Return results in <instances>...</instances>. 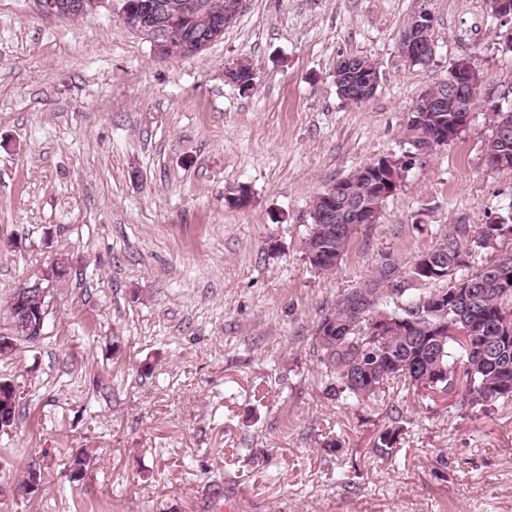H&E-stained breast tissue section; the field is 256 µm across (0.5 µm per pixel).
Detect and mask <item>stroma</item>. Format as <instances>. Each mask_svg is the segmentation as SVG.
Returning <instances> with one entry per match:
<instances>
[{
    "instance_id": "stroma-1",
    "label": "stroma",
    "mask_w": 512,
    "mask_h": 512,
    "mask_svg": "<svg viewBox=\"0 0 512 512\" xmlns=\"http://www.w3.org/2000/svg\"><path fill=\"white\" fill-rule=\"evenodd\" d=\"M422 11L435 48L414 65L398 42ZM511 27L486 0H245L223 40L161 60L106 9L0 0V334L13 290L72 260L43 337L0 356L18 409L0 512H512L511 404L337 401L312 354L320 317L384 259L408 268L449 226L512 213V169L484 163ZM349 55L381 74L356 105L333 77ZM239 58L247 91L224 79ZM461 59L482 78L471 120L413 155L410 113ZM383 157L405 161L398 187L334 272L311 268L312 199Z\"/></svg>"
}]
</instances>
